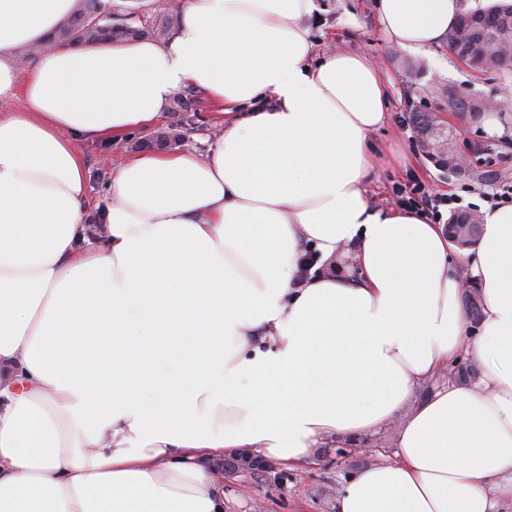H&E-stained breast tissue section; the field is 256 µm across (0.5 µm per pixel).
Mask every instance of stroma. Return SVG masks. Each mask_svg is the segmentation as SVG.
Instances as JSON below:
<instances>
[{
  "instance_id": "stroma-1",
  "label": "stroma",
  "mask_w": 512,
  "mask_h": 512,
  "mask_svg": "<svg viewBox=\"0 0 512 512\" xmlns=\"http://www.w3.org/2000/svg\"><path fill=\"white\" fill-rule=\"evenodd\" d=\"M315 2L317 10L307 26L316 55L360 53L375 61L386 76L390 118L370 134L371 145L393 146L411 159L407 165L393 163L381 168L367 187L371 205L383 210L392 208L395 188L420 182L453 197V204L442 206L443 216H450L457 208L481 215L490 212L492 194L512 190V102L495 112L501 133L490 132L483 122L467 125V137L486 146L473 157L468 177L449 175L434 167L421 151L411 116L418 109L447 114V101L434 93L438 87L482 99L499 98L502 87L512 85V74L474 72L444 44L426 53L402 48L383 35L374 0ZM407 61L418 63V71L405 70L403 64ZM194 97L193 111L168 110L159 126L133 130L119 143L93 139L79 142L87 185L85 204L90 215H97L104 206L119 165L133 154L153 151L158 129L182 131L176 151L207 154L219 126L206 92L195 90ZM396 445L397 428L391 425L352 440H327L318 451V464L306 469L291 470L277 464L265 472L225 474L224 512H335L336 495L344 478L381 462L383 454L391 453Z\"/></svg>"
}]
</instances>
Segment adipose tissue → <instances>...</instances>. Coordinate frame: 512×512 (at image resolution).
I'll return each instance as SVG.
<instances>
[{
  "label": "adipose tissue",
  "instance_id": "obj_1",
  "mask_svg": "<svg viewBox=\"0 0 512 512\" xmlns=\"http://www.w3.org/2000/svg\"><path fill=\"white\" fill-rule=\"evenodd\" d=\"M74 0H0V512H224L214 458L307 464L398 424L336 512L512 503V206L456 257L444 225L374 208L385 77L313 60L315 0H182L165 41L69 45L19 72ZM424 52L459 0H377ZM223 116L210 155L122 164L92 230L78 137L153 125L180 89ZM481 289L467 329L461 281ZM486 367L411 406L461 352Z\"/></svg>",
  "mask_w": 512,
  "mask_h": 512
}]
</instances>
